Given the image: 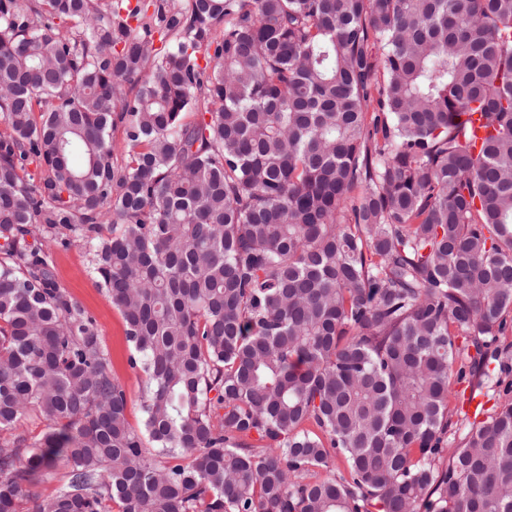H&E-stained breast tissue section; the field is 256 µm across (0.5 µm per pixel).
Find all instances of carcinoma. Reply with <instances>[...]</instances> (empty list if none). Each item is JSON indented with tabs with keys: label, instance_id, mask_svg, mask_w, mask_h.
Here are the masks:
<instances>
[{
	"label": "carcinoma",
	"instance_id": "carcinoma-1",
	"mask_svg": "<svg viewBox=\"0 0 512 512\" xmlns=\"http://www.w3.org/2000/svg\"><path fill=\"white\" fill-rule=\"evenodd\" d=\"M155 13L0 0V512H512V403L445 456L454 380L508 366L512 0ZM73 236L157 456L42 249Z\"/></svg>",
	"mask_w": 512,
	"mask_h": 512
}]
</instances>
